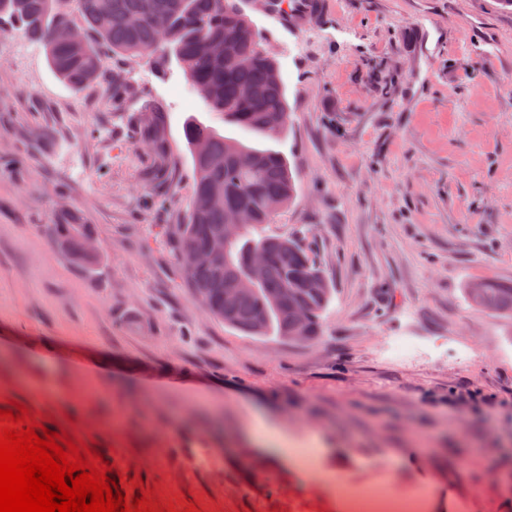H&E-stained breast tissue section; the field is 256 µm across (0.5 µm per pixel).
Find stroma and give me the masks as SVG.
Returning a JSON list of instances; mask_svg holds the SVG:
<instances>
[{"instance_id":"stroma-1","label":"stroma","mask_w":512,"mask_h":512,"mask_svg":"<svg viewBox=\"0 0 512 512\" xmlns=\"http://www.w3.org/2000/svg\"><path fill=\"white\" fill-rule=\"evenodd\" d=\"M323 3L298 31L239 0L291 114L271 146L297 193L269 230L305 231L335 290L312 342L225 326L175 271L183 122L240 134L178 68L107 59L76 92L37 45L0 36V409L93 443L127 496L145 486L175 512H344L331 481L419 494L422 512H512V318L463 293L512 284V8ZM116 69L133 86L120 109ZM147 102L168 114L175 185L152 210L131 131ZM67 213L94 229L93 272L52 242ZM256 428L310 450L309 479L251 444Z\"/></svg>"}]
</instances>
